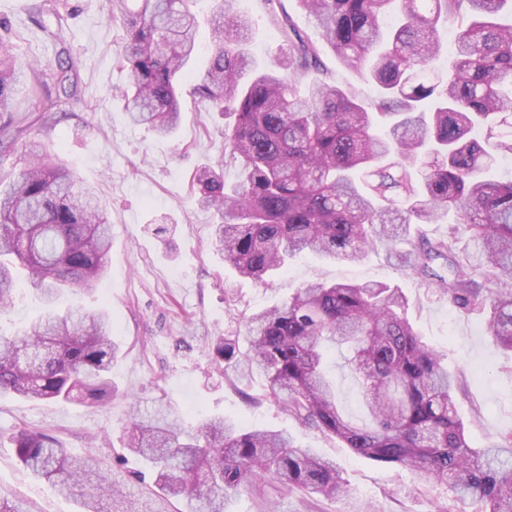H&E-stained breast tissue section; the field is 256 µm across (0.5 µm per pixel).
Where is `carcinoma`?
<instances>
[{
    "label": "carcinoma",
    "instance_id": "obj_1",
    "mask_svg": "<svg viewBox=\"0 0 512 512\" xmlns=\"http://www.w3.org/2000/svg\"><path fill=\"white\" fill-rule=\"evenodd\" d=\"M189 0H109L126 41L119 58L130 120L167 136L182 97L219 112L224 174H194L198 205L219 218L224 261L262 281L311 252L354 261L377 243L405 241L404 268L464 314L479 312L493 342L512 351V179L488 176L512 158V24L498 17L512 0H298L339 62L364 69L380 87L366 106L324 68L320 50L293 21H280L276 68L245 80L250 20L236 0H215L214 55L185 89L196 54ZM455 26L441 65L438 25ZM17 65L0 38V112L9 111ZM31 163L0 188V318L24 275L44 311L12 335L0 333V395L94 405L115 393L120 345L101 311L54 304L64 288H86L105 273L112 228L96 190L61 162L24 143ZM454 215L448 236L411 238L414 224ZM477 247L457 255L458 235ZM407 298L385 283L308 282L288 300L246 321L247 348L215 343L224 367L266 380L265 399L300 425L336 437L354 453L448 485L483 512H512V433L482 448L455 410L457 378L444 355L408 320ZM346 349L370 423L346 415L327 375L330 347ZM128 448L150 483L132 499L119 471L71 456L55 436L20 429L18 461L37 478L78 497L84 512H229L241 493L270 480L277 493L335 498L344 484L333 462L286 433L248 430L222 416L191 433L157 410L134 414Z\"/></svg>",
    "mask_w": 512,
    "mask_h": 512
}]
</instances>
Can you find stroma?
Listing matches in <instances>:
<instances>
[{
    "label": "stroma",
    "instance_id": "stroma-1",
    "mask_svg": "<svg viewBox=\"0 0 512 512\" xmlns=\"http://www.w3.org/2000/svg\"><path fill=\"white\" fill-rule=\"evenodd\" d=\"M237 8L252 20L248 49L254 70L272 68L277 58L281 32L274 16H289L302 34L318 35L297 0H274L270 6L264 0H238ZM0 21L25 63L11 87L10 111L0 112V125L23 127L44 154L96 186L112 224L105 276L91 287L65 291L56 309H107L124 349L112 366L118 394L106 404L0 397V495L23 500L30 512L81 509L76 499L19 464L10 435L20 428L54 433L77 457L94 450L108 469L125 472L129 491H136L142 466L124 445L127 420L133 409L166 404L189 428L203 416L221 415L246 428L288 432L302 447L332 459L348 489L333 499L248 491L235 499L232 512H475V504L462 502L447 486L358 456L339 440L299 425L262 400L263 378L238 382L215 362L212 346L222 336H244L247 316L288 299L308 281L399 287L415 331L446 354L449 369L460 376L456 409L469 425L473 446L482 447L512 432V353L493 344L482 318L459 313L434 288L409 275L384 245L355 262L303 253L263 283L239 276L217 250L216 219L198 208L192 187L198 166L224 157L223 116L189 100L171 137L133 125L118 93L126 82L117 62L124 31L108 21L106 0H0ZM60 56L74 62L71 95L47 123L35 107L55 89L48 65ZM320 59L361 102L376 98L377 88L365 73L341 67L325 47ZM329 367L346 413L364 419L359 386L343 350H332Z\"/></svg>",
    "mask_w": 512,
    "mask_h": 512
}]
</instances>
